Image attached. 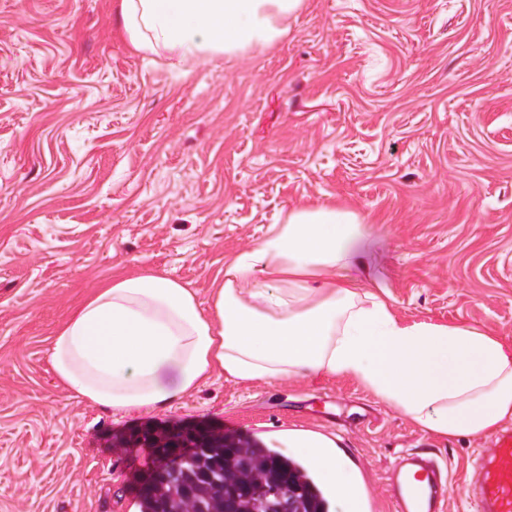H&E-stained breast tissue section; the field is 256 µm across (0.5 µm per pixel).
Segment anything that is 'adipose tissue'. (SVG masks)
<instances>
[{"label": "adipose tissue", "instance_id": "1", "mask_svg": "<svg viewBox=\"0 0 512 512\" xmlns=\"http://www.w3.org/2000/svg\"><path fill=\"white\" fill-rule=\"evenodd\" d=\"M304 0H122L138 50L175 69L243 57L288 33ZM372 229L336 205L289 208L224 266L201 308L192 288L144 272L113 279L56 330L47 350L74 396L115 413L166 408L212 373L247 384L349 376L416 425L479 438L512 419V342L467 325L407 324L384 294L361 291ZM289 447L352 500L354 482L329 439L302 432Z\"/></svg>", "mask_w": 512, "mask_h": 512}]
</instances>
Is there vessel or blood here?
<instances>
[{"label": "vessel or blood", "mask_w": 512, "mask_h": 512, "mask_svg": "<svg viewBox=\"0 0 512 512\" xmlns=\"http://www.w3.org/2000/svg\"><path fill=\"white\" fill-rule=\"evenodd\" d=\"M472 512H512V432L503 431L479 452L464 478ZM448 471L436 459L406 453L389 477L395 512H446Z\"/></svg>", "instance_id": "vessel-or-blood-1"}]
</instances>
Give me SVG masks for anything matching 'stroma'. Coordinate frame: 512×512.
Instances as JSON below:
<instances>
[{
  "label": "stroma",
  "instance_id": "1",
  "mask_svg": "<svg viewBox=\"0 0 512 512\" xmlns=\"http://www.w3.org/2000/svg\"><path fill=\"white\" fill-rule=\"evenodd\" d=\"M121 0H0V512H137L130 435L232 424L337 440L354 490L395 512L404 452L448 469L447 512L490 437L439 438L349 377H211L167 408L112 413L55 378L49 340L112 278L146 271L208 303L224 263L288 208L372 226L405 323L512 339V0H305L276 44L169 69Z\"/></svg>",
  "mask_w": 512,
  "mask_h": 512
}]
</instances>
